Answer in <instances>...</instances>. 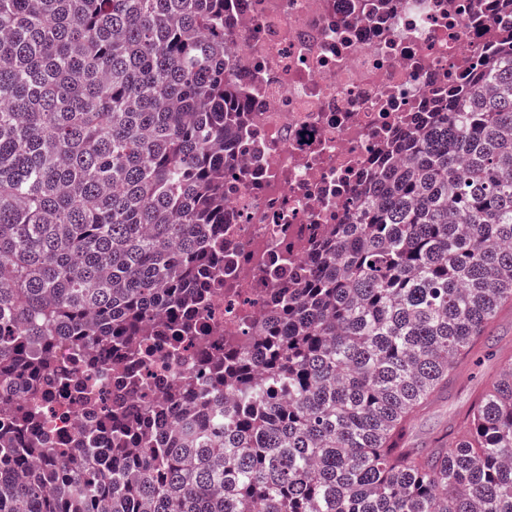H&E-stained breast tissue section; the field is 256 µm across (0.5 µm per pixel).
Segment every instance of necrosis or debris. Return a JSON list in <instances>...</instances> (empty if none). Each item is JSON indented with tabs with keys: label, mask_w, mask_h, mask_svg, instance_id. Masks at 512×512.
<instances>
[{
	"label": "necrosis or debris",
	"mask_w": 512,
	"mask_h": 512,
	"mask_svg": "<svg viewBox=\"0 0 512 512\" xmlns=\"http://www.w3.org/2000/svg\"><path fill=\"white\" fill-rule=\"evenodd\" d=\"M237 0L225 26L233 75L246 88L236 175L224 187L219 241L227 270L203 318L210 336H252L270 278L304 269L305 244L346 223L350 194L390 137L448 89L465 84L476 49L512 32L484 21L476 0ZM187 342L154 348L152 390L195 372ZM68 392L46 378L30 403L48 416L43 440L73 448L120 393V355L68 359Z\"/></svg>",
	"instance_id": "4bbe7bcc"
}]
</instances>
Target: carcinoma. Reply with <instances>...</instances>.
<instances>
[{
  "label": "carcinoma",
  "instance_id": "obj_1",
  "mask_svg": "<svg viewBox=\"0 0 512 512\" xmlns=\"http://www.w3.org/2000/svg\"><path fill=\"white\" fill-rule=\"evenodd\" d=\"M234 2L0 0V388L202 309L245 112ZM414 121L257 335L103 406L109 447L48 448L0 397V512H512V356L463 435L405 447L512 307V34Z\"/></svg>",
  "mask_w": 512,
  "mask_h": 512
}]
</instances>
